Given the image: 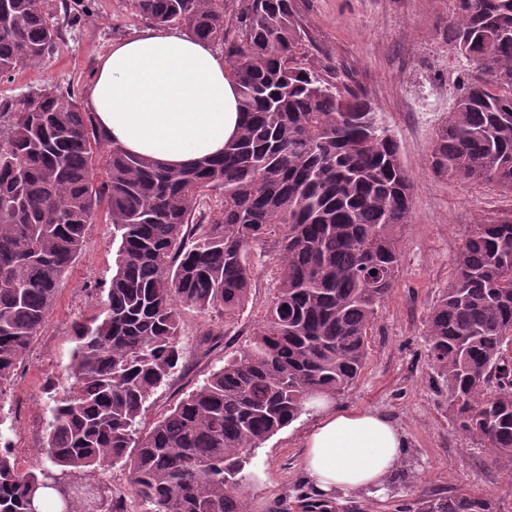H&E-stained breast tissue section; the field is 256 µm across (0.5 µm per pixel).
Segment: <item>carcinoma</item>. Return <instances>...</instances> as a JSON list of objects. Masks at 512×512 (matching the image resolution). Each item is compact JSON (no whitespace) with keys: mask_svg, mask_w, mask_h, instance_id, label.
<instances>
[{"mask_svg":"<svg viewBox=\"0 0 512 512\" xmlns=\"http://www.w3.org/2000/svg\"><path fill=\"white\" fill-rule=\"evenodd\" d=\"M48 0H0V79L49 58ZM138 15L218 46L238 81L240 127L216 159L163 169L112 145L69 91L0 100V400L40 333L100 209L115 271L99 315L74 326L71 384L23 472L0 420V512H118L105 468L128 471L148 512H247L252 450L361 375L377 309L400 274L394 235L413 182L366 97L298 65L296 0H134ZM448 41L480 75L436 132L434 176L512 194V0H455ZM107 153L98 180L95 157ZM276 293L246 349L140 429L183 358L180 311L229 325L248 303L257 251ZM427 322L429 361L453 424L512 453V214L473 225ZM376 271L373 276L370 271ZM414 512H497L493 500L424 492Z\"/></svg>","mask_w":512,"mask_h":512,"instance_id":"obj_1","label":"carcinoma"}]
</instances>
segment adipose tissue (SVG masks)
I'll return each instance as SVG.
<instances>
[{
  "label": "adipose tissue",
  "instance_id": "1",
  "mask_svg": "<svg viewBox=\"0 0 512 512\" xmlns=\"http://www.w3.org/2000/svg\"><path fill=\"white\" fill-rule=\"evenodd\" d=\"M108 139L177 169L222 156L239 123L234 76L209 43L148 28L113 44L85 94ZM303 470L321 496L383 493L406 438L388 416L322 408L304 441Z\"/></svg>",
  "mask_w": 512,
  "mask_h": 512
}]
</instances>
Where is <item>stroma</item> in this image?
<instances>
[{
	"label": "stroma",
	"mask_w": 512,
	"mask_h": 512,
	"mask_svg": "<svg viewBox=\"0 0 512 512\" xmlns=\"http://www.w3.org/2000/svg\"><path fill=\"white\" fill-rule=\"evenodd\" d=\"M296 2L304 30L302 64L323 68L337 88L372 100L414 181L411 221L396 229L399 279L370 328L360 377L331 401L337 410H378L392 418L406 437L407 464L384 493L336 496L331 503L335 512H396L431 491L490 498L497 512H512V456L490 453L456 430L427 353L428 314L447 287L473 224L512 210V197L493 186L440 179L428 169L436 131L478 76L472 62L448 43L454 0ZM74 4L51 0L50 21L62 32L57 51L46 63L0 81V99L17 101L47 86L84 96L112 44L146 25L133 0H84L78 19ZM114 251L105 218L88 225L86 248L60 280L50 313L0 405V415L12 426L8 436L20 470L41 461L49 408L69 387L65 368L76 345L73 326L98 314ZM275 291L271 272H260L247 306L228 325L214 315L182 310L178 338L185 358L148 401L145 423L223 367L225 355L248 345ZM218 327L227 330L223 346L204 352L203 333ZM318 417L315 410L302 414L253 450L252 478L244 488L250 512L276 507L302 512V499L313 497L302 467L303 443Z\"/></svg>",
	"instance_id": "obj_1"
}]
</instances>
